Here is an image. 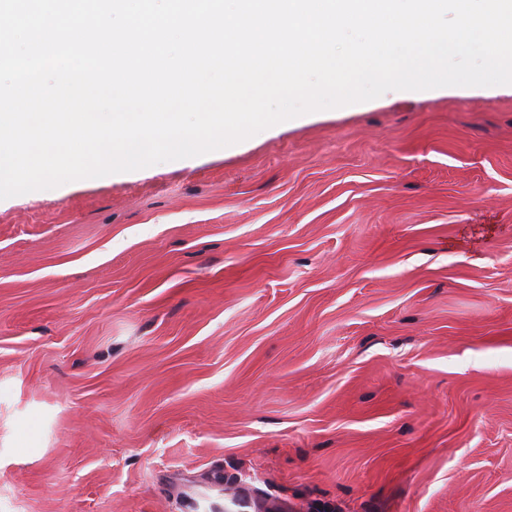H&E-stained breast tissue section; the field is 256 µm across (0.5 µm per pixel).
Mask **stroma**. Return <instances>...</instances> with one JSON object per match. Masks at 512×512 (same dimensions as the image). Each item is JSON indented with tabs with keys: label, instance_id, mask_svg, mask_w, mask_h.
<instances>
[{
	"label": "stroma",
	"instance_id": "obj_1",
	"mask_svg": "<svg viewBox=\"0 0 512 512\" xmlns=\"http://www.w3.org/2000/svg\"><path fill=\"white\" fill-rule=\"evenodd\" d=\"M243 496L512 512V85L0 200V512Z\"/></svg>",
	"mask_w": 512,
	"mask_h": 512
}]
</instances>
